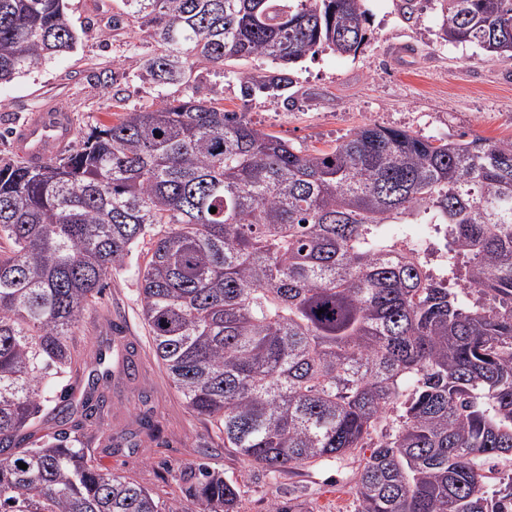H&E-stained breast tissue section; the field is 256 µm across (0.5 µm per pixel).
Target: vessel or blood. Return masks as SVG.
<instances>
[{
	"label": "vessel or blood",
	"instance_id": "vessel-or-blood-1",
	"mask_svg": "<svg viewBox=\"0 0 512 512\" xmlns=\"http://www.w3.org/2000/svg\"><path fill=\"white\" fill-rule=\"evenodd\" d=\"M66 115L56 111L38 113L15 134L19 156L27 165L38 166L59 155L69 139Z\"/></svg>",
	"mask_w": 512,
	"mask_h": 512
}]
</instances>
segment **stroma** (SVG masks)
Here are the masks:
<instances>
[{"label": "stroma", "mask_w": 512, "mask_h": 512, "mask_svg": "<svg viewBox=\"0 0 512 512\" xmlns=\"http://www.w3.org/2000/svg\"><path fill=\"white\" fill-rule=\"evenodd\" d=\"M364 5L369 40L362 53L306 57L289 71L287 98L243 96L238 64L194 74L197 97L247 112L265 131L308 149L328 148L369 124L431 139L512 138V62L443 41L442 0ZM121 7L120 0H70L74 50L0 86V161L15 156L10 130L34 113H69L78 134L103 120L106 109H146L182 96L183 85L138 78L139 60L155 44L129 28L113 29L112 15ZM146 252L135 248L113 268L107 290L83 312L73 338L86 363L116 338L136 362L132 377L113 363L102 388L109 402L106 432L87 435L99 466L157 492L171 512L187 508L182 474L201 463L237 484L241 512H268L271 504L291 499L306 503L309 512H356L357 462L331 460L272 475L225 448L210 422L186 408L154 357L140 316L137 269ZM145 418L155 436L131 447L127 436Z\"/></svg>", "instance_id": "1"}]
</instances>
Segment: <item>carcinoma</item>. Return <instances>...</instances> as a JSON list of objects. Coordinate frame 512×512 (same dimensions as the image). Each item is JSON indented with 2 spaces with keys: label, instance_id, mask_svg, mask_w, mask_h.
Instances as JSON below:
<instances>
[{
  "label": "carcinoma",
  "instance_id": "cac0c4a2",
  "mask_svg": "<svg viewBox=\"0 0 512 512\" xmlns=\"http://www.w3.org/2000/svg\"><path fill=\"white\" fill-rule=\"evenodd\" d=\"M121 2L112 27L160 46L139 78L187 89L39 167L0 163V512H166L77 436L16 442L46 377L79 374L80 315L140 243L154 355L224 447L272 474L368 448L358 512H512V140L365 125L309 150L190 87L266 60L243 96L282 97L290 66L366 46L364 0ZM440 36L512 61V0H444ZM75 44L67 0H0V82ZM415 224L448 240L437 261ZM80 406L97 425L106 400ZM186 481L190 512H240L220 473Z\"/></svg>",
  "mask_w": 512,
  "mask_h": 512
}]
</instances>
